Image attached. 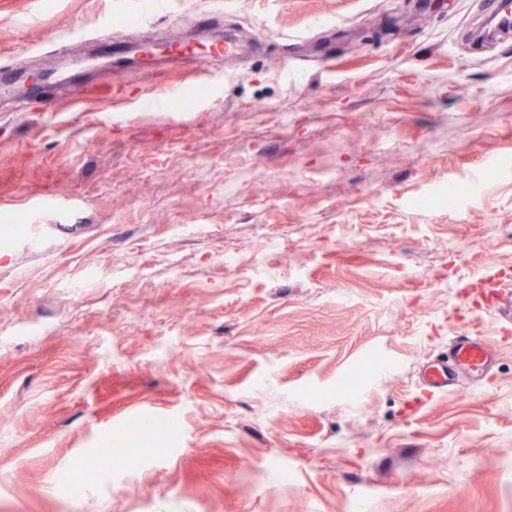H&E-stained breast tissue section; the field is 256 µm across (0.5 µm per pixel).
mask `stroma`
Here are the masks:
<instances>
[{
  "label": "stroma",
  "instance_id": "stroma-1",
  "mask_svg": "<svg viewBox=\"0 0 512 512\" xmlns=\"http://www.w3.org/2000/svg\"><path fill=\"white\" fill-rule=\"evenodd\" d=\"M485 3L171 0L127 67L99 40L129 0H0V70L26 55L60 104L0 97L25 217L0 236V512H512V334L464 294H512V37L475 46ZM220 32L264 44L206 76L162 48ZM463 330L487 388L423 396Z\"/></svg>",
  "mask_w": 512,
  "mask_h": 512
}]
</instances>
